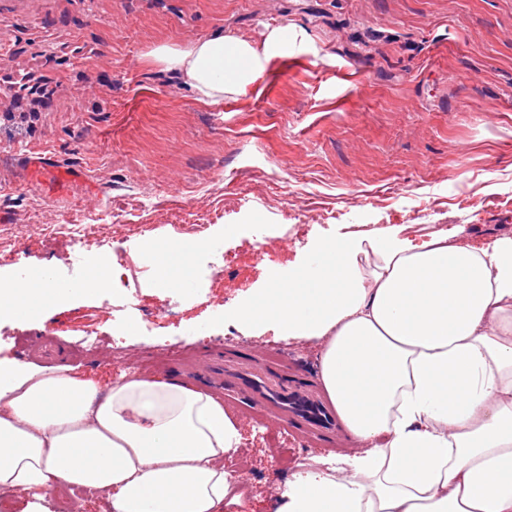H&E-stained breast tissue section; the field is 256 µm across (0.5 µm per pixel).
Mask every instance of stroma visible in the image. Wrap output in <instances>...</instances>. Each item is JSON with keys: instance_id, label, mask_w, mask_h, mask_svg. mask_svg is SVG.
I'll list each match as a JSON object with an SVG mask.
<instances>
[{"instance_id": "35a3bbf8", "label": "stroma", "mask_w": 512, "mask_h": 512, "mask_svg": "<svg viewBox=\"0 0 512 512\" xmlns=\"http://www.w3.org/2000/svg\"><path fill=\"white\" fill-rule=\"evenodd\" d=\"M281 25L287 58L218 108L142 61L220 31L259 46ZM34 78L54 90L48 110L17 121ZM38 156L79 167L84 183L48 189L26 166ZM89 212L99 223L49 238L47 225ZM201 216L204 235L186 233ZM399 224L479 243L512 233V0H0V276L48 266L66 289L45 313L0 317V359L114 382L179 374L174 360L152 366L168 347L282 348L298 377L319 374L320 345L258 334L231 312L324 244ZM202 237L224 242L202 285L167 282L144 256L179 241L200 266L213 257ZM103 239L142 270L118 304L80 287L81 258ZM44 334L42 360L30 339ZM224 409L242 423L224 468H252L244 504L224 512H271L295 474L283 455L323 468L359 449L343 430L317 445Z\"/></svg>"}]
</instances>
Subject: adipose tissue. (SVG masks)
Segmentation results:
<instances>
[{"label":"adipose tissue","mask_w":512,"mask_h":512,"mask_svg":"<svg viewBox=\"0 0 512 512\" xmlns=\"http://www.w3.org/2000/svg\"><path fill=\"white\" fill-rule=\"evenodd\" d=\"M288 33L257 46L219 32L144 58L220 107L282 57ZM404 230L324 245L237 313L323 342V387L364 446L347 467L286 483L274 512H512V236L483 247ZM62 293L46 274L0 280V314ZM237 436L220 401L179 381L0 361V486L37 501L79 487L112 512H222Z\"/></svg>","instance_id":"obj_1"}]
</instances>
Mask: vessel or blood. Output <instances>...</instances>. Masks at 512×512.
<instances>
[{
  "label": "vessel or blood",
  "mask_w": 512,
  "mask_h": 512,
  "mask_svg": "<svg viewBox=\"0 0 512 512\" xmlns=\"http://www.w3.org/2000/svg\"><path fill=\"white\" fill-rule=\"evenodd\" d=\"M29 167L49 181L74 183L80 180L78 170L65 168L42 157H33ZM193 377L204 380L211 392L223 394L227 381H235L250 408L263 412L277 423L287 426L310 441L335 436L338 429L334 412L319 393L295 384L287 369L273 372L265 357L248 355L234 365H227L223 355H212L207 361H189Z\"/></svg>",
  "instance_id": "b4317fda"
}]
</instances>
